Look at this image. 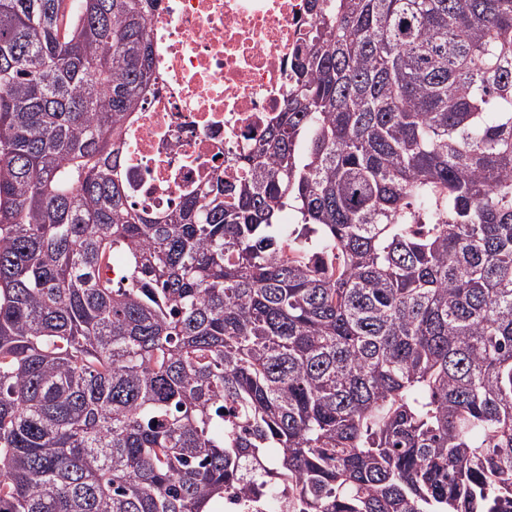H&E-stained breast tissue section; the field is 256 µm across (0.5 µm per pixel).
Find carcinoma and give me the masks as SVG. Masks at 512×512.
Wrapping results in <instances>:
<instances>
[{"label": "carcinoma", "mask_w": 512, "mask_h": 512, "mask_svg": "<svg viewBox=\"0 0 512 512\" xmlns=\"http://www.w3.org/2000/svg\"><path fill=\"white\" fill-rule=\"evenodd\" d=\"M160 2L0 0V512H512V0H310L245 176L148 214Z\"/></svg>", "instance_id": "carcinoma-1"}]
</instances>
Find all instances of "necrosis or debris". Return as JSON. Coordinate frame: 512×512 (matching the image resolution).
<instances>
[{
    "label": "necrosis or debris",
    "instance_id": "necrosis-or-debris-1",
    "mask_svg": "<svg viewBox=\"0 0 512 512\" xmlns=\"http://www.w3.org/2000/svg\"><path fill=\"white\" fill-rule=\"evenodd\" d=\"M314 23L308 0H163L149 24L153 79L126 122L137 208L168 211L209 180L236 178L280 112L288 56Z\"/></svg>",
    "mask_w": 512,
    "mask_h": 512
}]
</instances>
